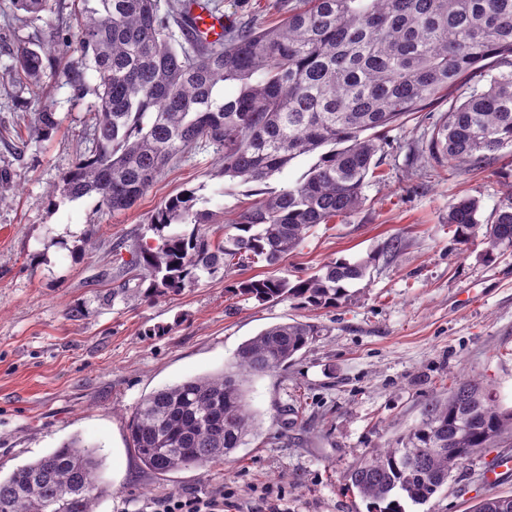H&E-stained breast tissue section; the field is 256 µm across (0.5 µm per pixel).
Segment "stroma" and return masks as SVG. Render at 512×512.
I'll return each instance as SVG.
<instances>
[{
    "instance_id": "obj_1",
    "label": "stroma",
    "mask_w": 512,
    "mask_h": 512,
    "mask_svg": "<svg viewBox=\"0 0 512 512\" xmlns=\"http://www.w3.org/2000/svg\"><path fill=\"white\" fill-rule=\"evenodd\" d=\"M10 3L0 0V474L77 435L104 458L100 477L112 494L98 512H153L168 497L218 493L226 512H371L346 489L350 467L391 446L429 400L476 376L502 407L512 406V248L485 260L480 245L459 244L446 222L449 203L462 197L478 199L482 217L494 212L512 187V148L490 154L478 170L436 166L428 144L448 110L440 102L386 131L362 209L315 227L279 267H235L176 295L116 298L125 268L113 248L156 244L148 221L163 201L194 192L198 209L228 223L257 195L252 185L218 177L213 152L199 151L126 211L107 209L95 195L52 196L80 154L77 134L95 98H76L51 69L39 100L14 83L18 46L48 29L22 11L4 13ZM281 5L222 0L221 10L237 25L279 19ZM46 104L60 124L41 137L30 124ZM21 139L28 146L20 151ZM369 255L366 277L330 308L261 304L228 290L271 274L293 281L329 261ZM293 320L318 324L321 334L288 368L249 378L257 436L205 470L145 471L128 442L137 402L222 371L244 341ZM502 456H512L511 439L453 471L447 486L409 512H470L489 492L512 494V474L493 489L483 480Z\"/></svg>"
}]
</instances>
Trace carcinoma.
<instances>
[{"label": "carcinoma", "mask_w": 512, "mask_h": 512, "mask_svg": "<svg viewBox=\"0 0 512 512\" xmlns=\"http://www.w3.org/2000/svg\"><path fill=\"white\" fill-rule=\"evenodd\" d=\"M286 2L280 21L233 26L208 42L183 27V0L163 16L157 0H82L72 24L17 49L13 79L33 91L43 84L48 51L80 52L82 68L63 73L79 96L98 101L80 136L84 151L58 187L69 201L95 194L114 211L129 209L170 164L196 151L212 150L223 176L243 184H262L296 158L318 154L301 180L250 203L222 229L214 213L195 209L192 192L161 204L148 223L160 244L130 251L124 292L145 285L162 296L237 266L279 265L312 228L361 210L386 130L464 80L473 89L434 125L431 159L479 169L487 154L512 146V0ZM12 3L32 21L59 8L57 0ZM172 22L182 39H174ZM492 57L496 74L483 65ZM227 84L238 88L226 94ZM57 128L54 112L36 113L35 132ZM479 210L473 197L448 205L456 240L481 239L486 258L511 248L512 194L485 223ZM371 262L330 261L294 282L251 279L233 292L262 304L334 307ZM317 335L307 322L271 325L245 341L224 371L143 396L128 431L144 468H206L244 446L254 429L247 377L288 366ZM506 436L512 408H501L491 385L469 378L428 402L394 445L368 452L350 470L349 486L375 512H405L402 501L427 503L454 470ZM101 465L93 447L73 438L0 478V512H97L112 495L99 480ZM473 512H512V495L489 494Z\"/></svg>", "instance_id": "1"}]
</instances>
